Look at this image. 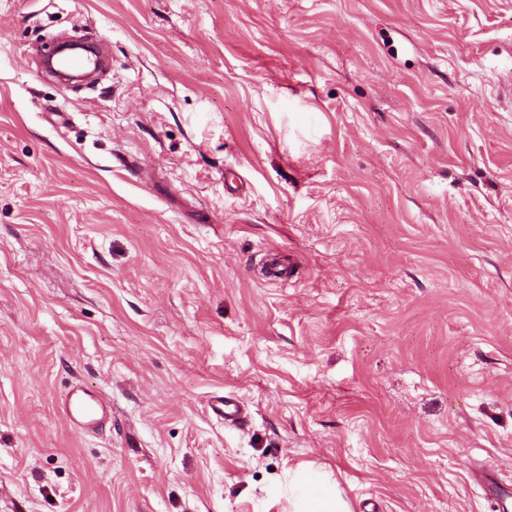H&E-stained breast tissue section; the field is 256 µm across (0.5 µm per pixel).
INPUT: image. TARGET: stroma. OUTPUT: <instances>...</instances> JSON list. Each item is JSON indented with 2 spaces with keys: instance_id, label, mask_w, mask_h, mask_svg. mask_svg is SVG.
<instances>
[{
  "instance_id": "obj_1",
  "label": "stroma",
  "mask_w": 512,
  "mask_h": 512,
  "mask_svg": "<svg viewBox=\"0 0 512 512\" xmlns=\"http://www.w3.org/2000/svg\"><path fill=\"white\" fill-rule=\"evenodd\" d=\"M75 28L89 87L34 51ZM298 471L512 512V0H0V512H292ZM63 414L84 432H94L109 413L106 402L84 385H75L61 402Z\"/></svg>"
}]
</instances>
